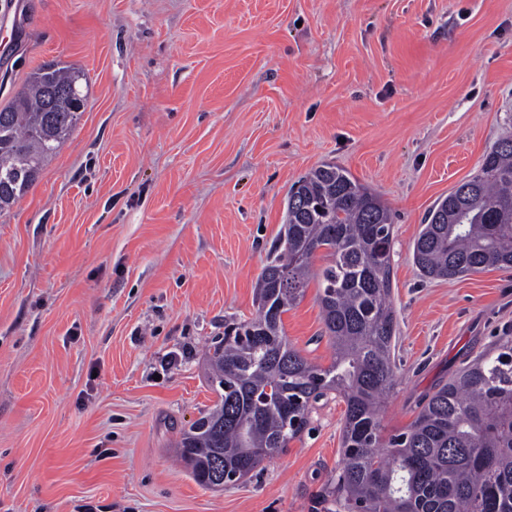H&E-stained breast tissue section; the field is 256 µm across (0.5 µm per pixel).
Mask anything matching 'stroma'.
<instances>
[{"label": "stroma", "mask_w": 512, "mask_h": 512, "mask_svg": "<svg viewBox=\"0 0 512 512\" xmlns=\"http://www.w3.org/2000/svg\"><path fill=\"white\" fill-rule=\"evenodd\" d=\"M79 71L86 108L0 212V512H322L345 404L235 486L175 456L205 354L254 317L288 191L325 163L393 214L385 433L512 328V268L423 278L434 203L512 134V0H0V106ZM328 365L317 286L282 316Z\"/></svg>", "instance_id": "obj_1"}]
</instances>
